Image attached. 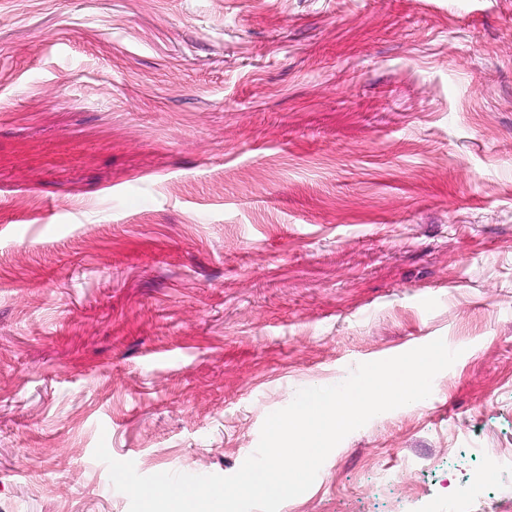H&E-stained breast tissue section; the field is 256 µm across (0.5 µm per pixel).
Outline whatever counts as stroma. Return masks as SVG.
<instances>
[{"mask_svg": "<svg viewBox=\"0 0 512 512\" xmlns=\"http://www.w3.org/2000/svg\"><path fill=\"white\" fill-rule=\"evenodd\" d=\"M438 338L279 512H512V0H0V512Z\"/></svg>", "mask_w": 512, "mask_h": 512, "instance_id": "stroma-1", "label": "stroma"}]
</instances>
